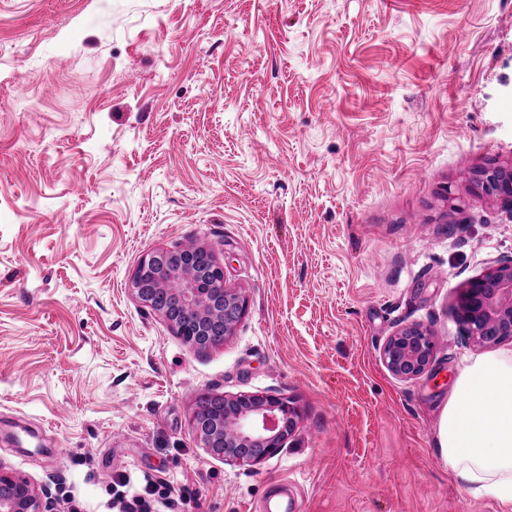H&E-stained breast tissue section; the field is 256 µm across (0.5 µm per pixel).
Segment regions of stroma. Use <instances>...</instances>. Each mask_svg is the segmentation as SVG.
<instances>
[{
    "label": "stroma",
    "mask_w": 512,
    "mask_h": 512,
    "mask_svg": "<svg viewBox=\"0 0 512 512\" xmlns=\"http://www.w3.org/2000/svg\"><path fill=\"white\" fill-rule=\"evenodd\" d=\"M512 0H0V464L54 512H497L450 480L434 410L486 354L463 285L512 256ZM197 242L248 309L199 350L130 292ZM417 323L431 372L382 347ZM290 399L254 466L201 394ZM124 485H116L117 476ZM478 186L487 195L503 197L512 202V170L488 167L479 172ZM431 334L419 324L401 328L386 340L382 354L389 370L404 378L427 372L434 358Z\"/></svg>",
    "instance_id": "1"
}]
</instances>
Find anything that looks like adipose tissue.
Here are the masks:
<instances>
[{
  "instance_id": "obj_1",
  "label": "adipose tissue",
  "mask_w": 512,
  "mask_h": 512,
  "mask_svg": "<svg viewBox=\"0 0 512 512\" xmlns=\"http://www.w3.org/2000/svg\"><path fill=\"white\" fill-rule=\"evenodd\" d=\"M431 444L459 486L512 512V351L461 369L439 407Z\"/></svg>"
}]
</instances>
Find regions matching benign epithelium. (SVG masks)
I'll use <instances>...</instances> for the list:
<instances>
[{
    "instance_id": "obj_1",
    "label": "benign epithelium",
    "mask_w": 512,
    "mask_h": 512,
    "mask_svg": "<svg viewBox=\"0 0 512 512\" xmlns=\"http://www.w3.org/2000/svg\"><path fill=\"white\" fill-rule=\"evenodd\" d=\"M478 186L487 195L512 202V170L488 167L479 172ZM180 283L177 296L181 316L172 317L158 304L169 283ZM131 291L151 311L166 318L177 334L206 349L224 344L247 312V297L226 287L224 268L204 246L188 243L149 254L139 261ZM459 317L468 335L479 344L491 336L512 338V257L502 259L470 280L459 298ZM431 334L419 324L401 328L382 350L389 370L404 378L427 372L434 358ZM226 406L204 416L194 413L192 427L202 447L228 463L255 465L282 451L293 434L300 410L287 398L273 395H238L225 398ZM263 454L250 457L247 449ZM0 512H52L31 479L0 467Z\"/></svg>"
}]
</instances>
